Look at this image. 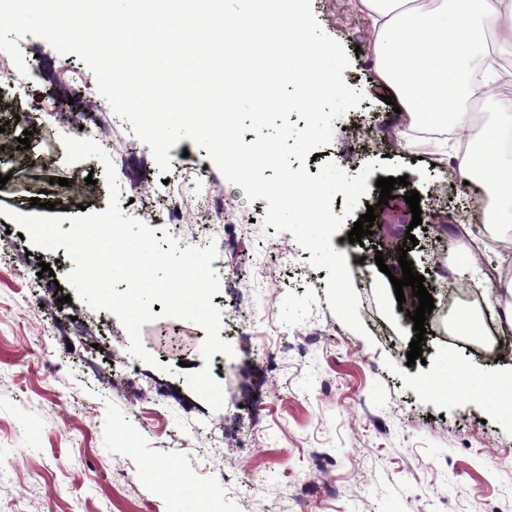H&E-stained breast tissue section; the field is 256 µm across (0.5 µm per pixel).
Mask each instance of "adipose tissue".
I'll return each mask as SVG.
<instances>
[{"mask_svg": "<svg viewBox=\"0 0 512 512\" xmlns=\"http://www.w3.org/2000/svg\"><path fill=\"white\" fill-rule=\"evenodd\" d=\"M372 25L378 78L399 98L409 128L451 130L464 180L482 178L495 196L490 234L512 238V106L477 130L475 102L493 97L497 72L482 54L512 58V0H353ZM445 400L480 396L512 426V373L446 362L421 383Z\"/></svg>", "mask_w": 512, "mask_h": 512, "instance_id": "ef3b65f1", "label": "adipose tissue"}]
</instances>
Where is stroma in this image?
I'll return each instance as SVG.
<instances>
[{
    "instance_id": "35a3bbf8",
    "label": "stroma",
    "mask_w": 512,
    "mask_h": 512,
    "mask_svg": "<svg viewBox=\"0 0 512 512\" xmlns=\"http://www.w3.org/2000/svg\"><path fill=\"white\" fill-rule=\"evenodd\" d=\"M323 31L342 43L351 62L343 80L364 94L359 106L333 122V140L307 160L309 174L333 161L356 176L369 161L399 162L408 185L379 204L374 169L353 216L335 198L347 237L357 216L374 211L384 235L351 244L350 274L365 327L344 325L327 301V269L312 268L310 251L291 233L262 227L267 202L226 189L207 149L184 139L170 152L180 167L161 174L148 145L104 98L76 54L62 55L44 39L21 38L28 66L31 116L0 112L9 140L31 130L29 149L0 160V512H186L170 498L153 469L192 472L208 492L202 512H512V427L482 399L436 400L419 382L448 360L510 372L512 358L491 355L483 343L448 326L449 288L476 286L473 308L486 304L496 278L480 266L455 273L453 241L481 247L485 258L512 272V251L477 232V217L462 192L453 152L408 131L383 100L374 78L371 24L351 0H312ZM104 158L68 164L63 136L88 115ZM124 170L137 205L167 200L168 182L203 177V194L184 201L182 224L157 232L194 245L202 228L217 244L222 340L234 355L215 354L224 367V406L212 410L187 375L201 370L205 331L176 317H158L141 331L151 362L129 351L130 336L110 311L75 298L68 282L74 264L65 249L47 251L20 238L9 211L30 215L31 199L46 197L54 215H80L82 205L105 211L110 189L105 163ZM93 185H86V178ZM420 194L422 223L412 226L404 200ZM407 257L434 299L425 327L423 363L408 365L414 339V299L398 303L389 277L375 263L389 239ZM55 265L40 275L41 263ZM68 296L59 304V296ZM249 335H239L242 323ZM124 370L125 388L104 379ZM198 431L201 450H180L181 433Z\"/></svg>"
}]
</instances>
